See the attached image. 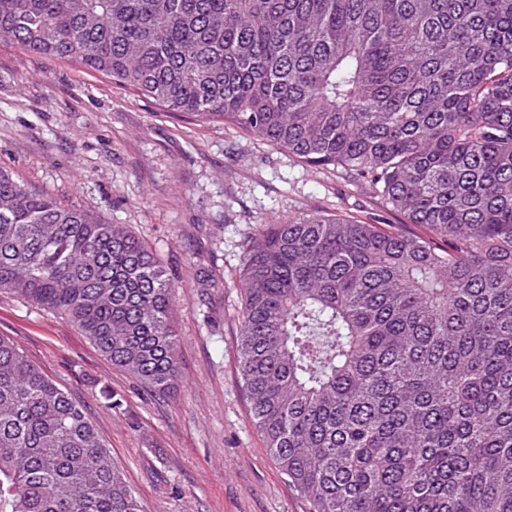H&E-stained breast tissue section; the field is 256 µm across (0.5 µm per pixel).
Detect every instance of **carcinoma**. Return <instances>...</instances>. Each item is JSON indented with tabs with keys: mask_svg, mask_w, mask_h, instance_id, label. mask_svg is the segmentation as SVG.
I'll use <instances>...</instances> for the list:
<instances>
[{
	"mask_svg": "<svg viewBox=\"0 0 512 512\" xmlns=\"http://www.w3.org/2000/svg\"><path fill=\"white\" fill-rule=\"evenodd\" d=\"M369 183L427 235L259 224L240 378L309 512H512V0H0V42ZM148 392L173 285L123 224L0 170V292ZM0 512H144L85 407L0 336Z\"/></svg>",
	"mask_w": 512,
	"mask_h": 512,
	"instance_id": "carcinoma-1",
	"label": "carcinoma"
}]
</instances>
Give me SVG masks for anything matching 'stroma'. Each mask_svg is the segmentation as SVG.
Listing matches in <instances>:
<instances>
[{
  "label": "stroma",
  "mask_w": 512,
  "mask_h": 512,
  "mask_svg": "<svg viewBox=\"0 0 512 512\" xmlns=\"http://www.w3.org/2000/svg\"><path fill=\"white\" fill-rule=\"evenodd\" d=\"M0 168L126 225L175 285L178 379L165 394L66 319L0 293V336L85 403L145 512H308L254 428L239 375L242 245L256 225L305 215L415 225L344 171L3 45Z\"/></svg>",
  "instance_id": "obj_1"
}]
</instances>
